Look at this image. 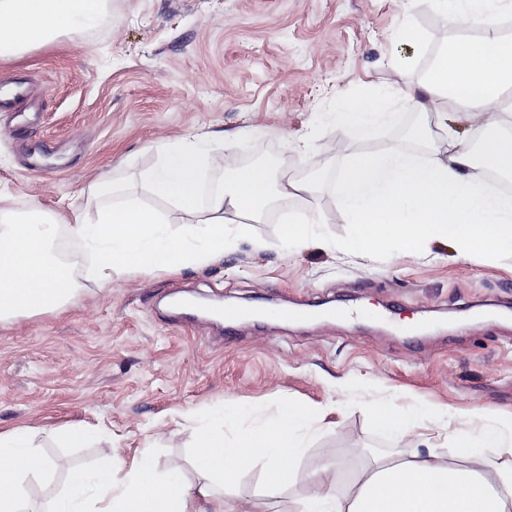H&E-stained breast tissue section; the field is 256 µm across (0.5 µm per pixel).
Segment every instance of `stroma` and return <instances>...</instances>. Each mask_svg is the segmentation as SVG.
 Segmentation results:
<instances>
[{"label":"stroma","mask_w":512,"mask_h":512,"mask_svg":"<svg viewBox=\"0 0 512 512\" xmlns=\"http://www.w3.org/2000/svg\"><path fill=\"white\" fill-rule=\"evenodd\" d=\"M404 21L421 35L415 46L397 37ZM479 35L451 25L434 0H108L95 28L1 64L0 87L24 80L39 94L30 123L0 111V190L15 211L36 201L69 215L100 175L145 199L139 176L160 163L162 145L203 131L224 157L203 182L245 164L275 177L302 167L317 181L313 201H276L246 222L220 260L102 289L86 281L63 309L0 324V431L31 427L41 456L80 467L111 446L146 449L160 466L183 464L194 483L195 438L216 409L233 438L288 400L326 410L297 466L304 477L330 469L342 494L380 449L399 445L372 421L376 404L411 412L424 456L452 453L443 432L459 414L480 413L484 427L512 420L511 249L489 260L432 245L365 263L312 238L280 241L283 216L311 206L322 217L315 234L339 242L353 231L332 204L346 169L333 114L365 87L421 85L443 45ZM395 104L399 124L353 149L425 154L404 126L426 114ZM298 135L305 147L290 148ZM178 293L365 313L228 331L166 310ZM69 426L95 434L69 448L57 433Z\"/></svg>","instance_id":"35a3bbf8"}]
</instances>
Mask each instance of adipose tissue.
I'll return each mask as SVG.
<instances>
[{
    "label": "adipose tissue",
    "mask_w": 512,
    "mask_h": 512,
    "mask_svg": "<svg viewBox=\"0 0 512 512\" xmlns=\"http://www.w3.org/2000/svg\"><path fill=\"white\" fill-rule=\"evenodd\" d=\"M449 22L475 26L476 40H456L440 50L421 90L405 98L446 123L449 113L468 108L493 133L491 147L473 159L461 145L431 144L427 159L405 151H349L347 173L333 205L355 227L336 244L338 253L372 258L391 249L412 255L434 241L468 256L495 257L512 246V194L496 189L489 173H512V38L503 36L498 16L512 13V0H436ZM106 0H0V63L32 47L51 43L79 28L95 26ZM385 93L363 94L333 119L350 137L397 122ZM208 137L173 143L163 163L141 175L149 202L114 204L109 178L92 182L84 204L66 221L86 248L83 278L99 284L132 274H173L192 262L223 256L255 220L271 196L297 198L312 186L288 176L272 182L260 167L236 170L230 185L203 188L204 169L220 166ZM0 194V323L53 312L75 301L79 281L55 257L58 222L40 204L21 213L5 208ZM314 412L283 402L278 417L244 439L226 438L227 419L216 415L196 448L206 474L189 485L180 465L159 467L147 452L125 457L110 450L92 470L68 469L57 493L38 512H266L269 498L299 478L296 456ZM474 416L458 418L451 459L402 455L363 472L356 489L337 495L335 480L322 472L307 477L313 490L301 512H512V425L475 432ZM29 428L0 431V512H31L28 476L57 469L39 456ZM259 471L262 486L235 506L224 487L243 472Z\"/></svg>",
    "instance_id": "ef3b65f1"
}]
</instances>
